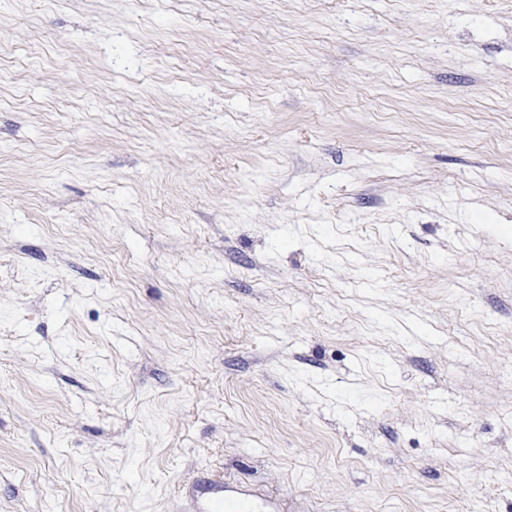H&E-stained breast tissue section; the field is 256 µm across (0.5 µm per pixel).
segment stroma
I'll list each match as a JSON object with an SVG mask.
<instances>
[{
	"instance_id": "35a3bbf8",
	"label": "stroma",
	"mask_w": 512,
	"mask_h": 512,
	"mask_svg": "<svg viewBox=\"0 0 512 512\" xmlns=\"http://www.w3.org/2000/svg\"><path fill=\"white\" fill-rule=\"evenodd\" d=\"M512 512V0H0V512Z\"/></svg>"
}]
</instances>
